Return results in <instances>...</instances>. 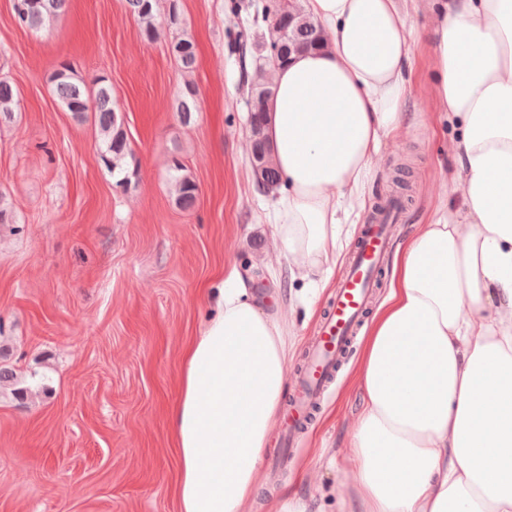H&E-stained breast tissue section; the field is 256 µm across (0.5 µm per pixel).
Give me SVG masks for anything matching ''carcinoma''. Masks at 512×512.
<instances>
[{
    "label": "carcinoma",
    "mask_w": 512,
    "mask_h": 512,
    "mask_svg": "<svg viewBox=\"0 0 512 512\" xmlns=\"http://www.w3.org/2000/svg\"><path fill=\"white\" fill-rule=\"evenodd\" d=\"M68 0H14V12L18 22L32 30H41L67 5ZM130 12L137 17L144 39L154 41L158 30L155 25L157 0H126ZM169 28L173 36L169 49L185 72L192 71L197 62L196 48L192 39L182 30L183 20L179 0H169ZM267 26V36L258 45L266 53L269 63L280 64L298 52L316 49L323 44L321 32L304 13L298 0H269L261 12ZM53 91L61 106L77 119L82 120L86 112H95L100 133L99 157L115 178V185L128 183L137 175L131 167L133 154L129 148L123 119L112 102V85L104 77L86 82L78 77L68 65L55 70L50 77ZM247 95L251 97L249 115L251 158L256 186L260 190L274 189L281 185V175L273 161L272 147L266 133L265 114L272 87L264 80L263 73L256 71L244 78ZM197 91L187 83L178 100L177 112L183 122L191 120L195 110ZM18 93L7 79H0V117L9 118L18 107ZM172 186L175 204L183 209L195 205L198 186L185 173L183 165L173 161Z\"/></svg>",
    "instance_id": "cac0c4a2"
}]
</instances>
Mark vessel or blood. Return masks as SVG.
<instances>
[{"label":"vessel or blood","instance_id":"b4317fda","mask_svg":"<svg viewBox=\"0 0 512 512\" xmlns=\"http://www.w3.org/2000/svg\"><path fill=\"white\" fill-rule=\"evenodd\" d=\"M389 232V225L375 222L366 225L357 242L349 271L335 291L308 359L295 374V390L283 423L289 439H296L301 427L307 425L316 400L334 377L338 361L368 308L375 277L388 250Z\"/></svg>","mask_w":512,"mask_h":512}]
</instances>
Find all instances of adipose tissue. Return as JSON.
Segmentation results:
<instances>
[{
    "instance_id": "adipose-tissue-1",
    "label": "adipose tissue",
    "mask_w": 512,
    "mask_h": 512,
    "mask_svg": "<svg viewBox=\"0 0 512 512\" xmlns=\"http://www.w3.org/2000/svg\"><path fill=\"white\" fill-rule=\"evenodd\" d=\"M325 45L271 70L267 133L291 280L327 287L341 210L360 207L400 129L409 12L429 23L428 83L459 134L464 207L397 250L365 340L341 512H512V0H300ZM186 345L170 415L179 512H251L291 347L250 271L228 265Z\"/></svg>"
}]
</instances>
